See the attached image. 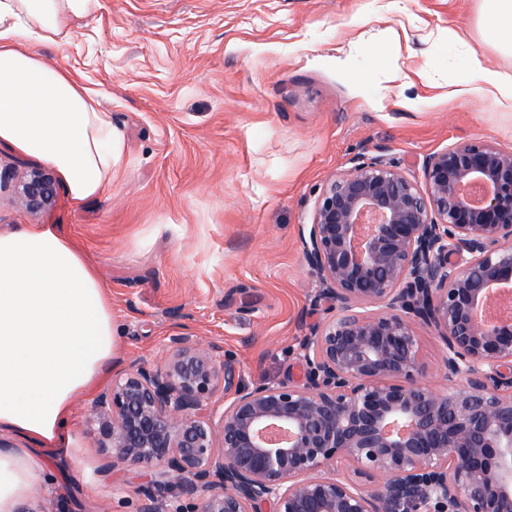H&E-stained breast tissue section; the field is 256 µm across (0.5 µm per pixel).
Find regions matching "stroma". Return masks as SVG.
Segmentation results:
<instances>
[{
  "label": "stroma",
  "instance_id": "35a3bbf8",
  "mask_svg": "<svg viewBox=\"0 0 512 512\" xmlns=\"http://www.w3.org/2000/svg\"><path fill=\"white\" fill-rule=\"evenodd\" d=\"M483 13V0H101L71 19L70 44L40 53L111 113L112 185L78 206L59 192L41 214L2 192L0 232L58 224L83 245L112 290L117 370L158 363L185 328L243 385L300 380L298 340L323 310L298 228L325 180L362 153L418 178L459 142L512 151L511 107L452 95L474 51L512 76ZM97 396L77 400L72 446L47 451V495L19 512H146L150 467H108L87 421Z\"/></svg>",
  "mask_w": 512,
  "mask_h": 512
}]
</instances>
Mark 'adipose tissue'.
Here are the masks:
<instances>
[{
    "label": "adipose tissue",
    "mask_w": 512,
    "mask_h": 512,
    "mask_svg": "<svg viewBox=\"0 0 512 512\" xmlns=\"http://www.w3.org/2000/svg\"><path fill=\"white\" fill-rule=\"evenodd\" d=\"M100 0H0V144L52 165L73 204L111 185L119 139L74 74L45 64L38 49L69 40L72 17ZM461 96L512 106V78L469 60ZM112 299L97 266L57 224L0 233V432L28 447H0V512H16L47 490L43 446H71L76 399L104 379L115 359Z\"/></svg>",
    "instance_id": "1"
}]
</instances>
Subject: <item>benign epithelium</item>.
<instances>
[{
	"label": "benign epithelium",
	"instance_id": "obj_1",
	"mask_svg": "<svg viewBox=\"0 0 512 512\" xmlns=\"http://www.w3.org/2000/svg\"><path fill=\"white\" fill-rule=\"evenodd\" d=\"M422 172L355 157L299 225L325 305L300 382L243 389L220 347L173 334L164 364L132 361L96 400L109 466L151 463L149 498L179 490L201 512H512V321L475 316L512 289V152L460 142ZM2 182L32 213L56 204L50 169ZM419 325L442 343L441 383Z\"/></svg>",
	"mask_w": 512,
	"mask_h": 512
}]
</instances>
